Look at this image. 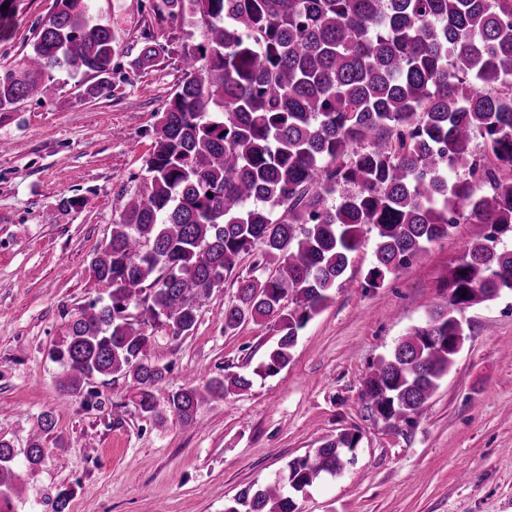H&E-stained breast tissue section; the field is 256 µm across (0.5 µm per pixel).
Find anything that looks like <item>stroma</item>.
<instances>
[{
	"label": "stroma",
	"instance_id": "obj_1",
	"mask_svg": "<svg viewBox=\"0 0 512 512\" xmlns=\"http://www.w3.org/2000/svg\"><path fill=\"white\" fill-rule=\"evenodd\" d=\"M51 6L9 0L0 69L29 51ZM93 8L123 38L110 92L88 96L93 77L63 75L50 98L0 112V436L23 455L41 414L55 417L44 464L22 476L17 512H52L63 490L69 512H224L245 485L270 481L289 460L353 429L361 439L343 471L297 494L298 512H512V357L501 352L512 341V295L463 311L464 345L407 434L372 416L361 395L369 366L444 304L448 268L477 233L473 224L428 244L378 289L363 285L376 240L364 227L330 301L274 376L258 372L277 340L270 322L224 331L233 280L201 301L191 333L154 329L151 357L172 367L158 404L227 370L253 376L248 391L210 401L193 424L141 414L121 377L91 379L94 399L61 398L50 352L66 322L103 292L90 261L129 198L145 191L153 127L181 78L175 53L144 74L128 69L126 54L139 52L144 34H163L148 0H93ZM70 197L83 207L58 210Z\"/></svg>",
	"mask_w": 512,
	"mask_h": 512
}]
</instances>
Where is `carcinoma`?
<instances>
[{
	"mask_svg": "<svg viewBox=\"0 0 512 512\" xmlns=\"http://www.w3.org/2000/svg\"><path fill=\"white\" fill-rule=\"evenodd\" d=\"M90 0H53L34 42L0 69V111L42 101L56 75L90 74L111 86L122 38ZM160 24L199 35L180 52L182 78L145 159L147 194L113 221L90 269L105 295L65 325L51 357L59 391L74 397L94 376L131 380L141 413L165 420L154 391L169 373L149 356V329L192 332L200 300L259 253L272 266L237 281L224 332L273 320L278 336L261 366L286 368L300 331L376 230L364 287L380 288L448 228L481 231L448 267L446 305L369 367L366 408L397 434L425 415L460 351L462 309L512 294V0H150ZM138 74L167 45L143 35ZM226 373L171 393L167 412L195 421L208 401L247 391ZM54 415L38 419L24 468L43 461ZM355 432L288 461L273 480L238 492L224 512H295L292 495L338 475ZM0 438V512L22 487Z\"/></svg>",
	"mask_w": 512,
	"mask_h": 512,
	"instance_id": "carcinoma-1",
	"label": "carcinoma"
}]
</instances>
